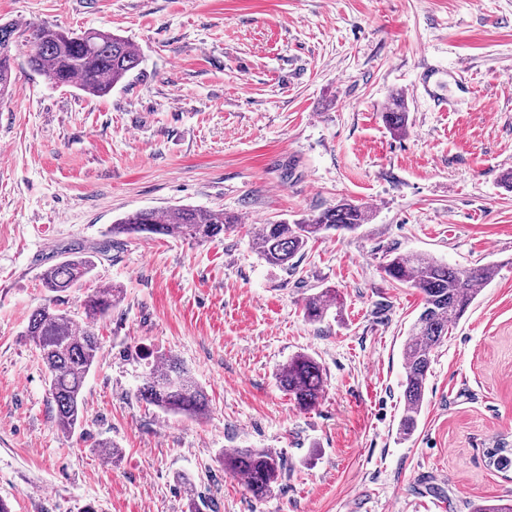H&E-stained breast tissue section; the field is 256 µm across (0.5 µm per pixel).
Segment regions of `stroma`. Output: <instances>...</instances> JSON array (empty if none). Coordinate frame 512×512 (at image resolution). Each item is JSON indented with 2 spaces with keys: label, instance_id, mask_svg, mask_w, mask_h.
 Listing matches in <instances>:
<instances>
[{
  "label": "stroma",
  "instance_id": "obj_1",
  "mask_svg": "<svg viewBox=\"0 0 512 512\" xmlns=\"http://www.w3.org/2000/svg\"><path fill=\"white\" fill-rule=\"evenodd\" d=\"M0 22L127 37L142 62L101 97L55 85L13 48L0 100V498L13 512H470L512 498V0H0ZM466 65L457 75V65ZM435 71L424 89L420 74ZM405 133L382 114L393 94ZM348 201L369 223L267 265L257 225ZM221 208L223 239L120 238L92 289L124 291L99 323L80 426L54 423L47 371L25 336L41 272L96 248L139 209ZM423 253L498 273L436 350L418 427L397 434L402 346L421 296L384 272ZM335 289L319 323L303 301ZM299 353L326 381L297 407L275 379ZM177 356L210 400L202 419L140 401ZM115 444L110 461L99 442ZM233 448L285 470L254 497L224 471ZM392 101L394 103L392 106L387 107L386 111L382 114V118L391 131L402 133L408 125V112L406 111L402 96H393Z\"/></svg>",
  "mask_w": 512,
  "mask_h": 512
}]
</instances>
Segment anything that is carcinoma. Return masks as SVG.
Segmentation results:
<instances>
[{
    "label": "carcinoma",
    "mask_w": 512,
    "mask_h": 512,
    "mask_svg": "<svg viewBox=\"0 0 512 512\" xmlns=\"http://www.w3.org/2000/svg\"><path fill=\"white\" fill-rule=\"evenodd\" d=\"M17 41L27 47V64L32 71L45 74L60 86L75 87L90 95L107 94L140 63L132 42L108 31L77 34L45 24L31 23L21 28L4 22L0 23V97L12 83L11 48ZM392 101L382 118L391 131L402 133L408 125V112L403 97L396 95ZM369 218L368 209L341 202L296 224L280 221L261 225L253 238V248L266 264L289 269L309 241L333 231H353ZM237 224L238 218L222 209H141L113 224L110 240L103 247L91 252H71L46 268L40 274L41 283L52 293L81 287L96 268L95 258L120 235H175L202 244L224 235ZM384 272L422 296L420 312L402 348L404 409L398 434L400 439L407 440L418 427L434 350L448 336L450 327L464 316L482 287L494 278L495 266L461 269L426 254L411 253L390 258ZM120 299L121 291L110 285L93 289L83 303L82 323L50 299L31 313L26 336L39 350L47 369L54 421L64 435L73 433L83 417L84 382L101 351L97 323ZM336 300V292L329 288L307 297L303 305L305 318L322 321L336 306ZM276 380L280 389L304 409L314 407L324 393L322 367L306 353L283 364ZM136 396L167 414L199 418L209 411L206 393L173 357L163 359L161 365L144 373ZM486 459L487 466L507 472L512 469V448H490ZM224 470L233 476H244L248 490L261 497L271 491L281 476L284 462L270 448H234L224 454ZM472 512H512V499L482 500Z\"/></svg>",
    "instance_id": "carcinoma-1"
}]
</instances>
